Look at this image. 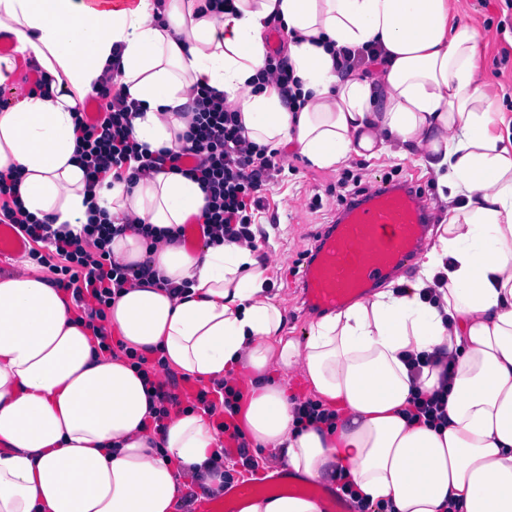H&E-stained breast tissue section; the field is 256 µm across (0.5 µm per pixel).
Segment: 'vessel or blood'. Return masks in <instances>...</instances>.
<instances>
[{"label":"vessel or blood","instance_id":"vessel-or-blood-1","mask_svg":"<svg viewBox=\"0 0 512 512\" xmlns=\"http://www.w3.org/2000/svg\"><path fill=\"white\" fill-rule=\"evenodd\" d=\"M423 196L405 181H377L343 203L303 263L300 295L310 311L331 312L356 300L381 281L410 267L430 232ZM26 240L13 225L0 224V263L23 257ZM288 470L233 483L224 492L198 498L194 512H239L241 501L294 484Z\"/></svg>","mask_w":512,"mask_h":512}]
</instances>
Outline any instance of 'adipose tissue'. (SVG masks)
Returning <instances> with one entry per match:
<instances>
[{"label": "adipose tissue", "instance_id": "obj_1", "mask_svg": "<svg viewBox=\"0 0 512 512\" xmlns=\"http://www.w3.org/2000/svg\"><path fill=\"white\" fill-rule=\"evenodd\" d=\"M0 0V85L17 58L47 75L0 110V170L21 172L24 208L80 233L87 195L113 224V261L149 264L185 297L141 280L104 325L138 352L161 349L171 371L202 381L248 376L245 441L293 475L334 481L346 471L370 503L395 512H512V118L484 89L481 31L457 22L448 0ZM287 34L293 94L259 85L272 21ZM369 56L372 75L336 61ZM137 102L134 140L176 148L195 88L239 112L246 138L330 170L352 156L410 158L430 171L447 220L412 279L387 285L283 338L267 288L272 258L246 243L199 250L155 245L128 222L174 229L205 195L174 173L107 178L88 190L76 159L73 110L105 77ZM298 106H291V98ZM430 357L412 377L407 357ZM452 365L448 424L411 423L416 392ZM297 373L333 425H296L285 386ZM149 399L123 353L100 350L64 292L28 265L0 277V512H173L192 485L219 492L224 436L207 413L148 429ZM241 512H322L283 492Z\"/></svg>", "mask_w": 512, "mask_h": 512}]
</instances>
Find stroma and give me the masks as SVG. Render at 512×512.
Instances as JSON below:
<instances>
[{"instance_id": "stroma-1", "label": "stroma", "mask_w": 512, "mask_h": 512, "mask_svg": "<svg viewBox=\"0 0 512 512\" xmlns=\"http://www.w3.org/2000/svg\"><path fill=\"white\" fill-rule=\"evenodd\" d=\"M450 3L458 19L480 23L482 65L488 90L501 96L503 111L512 115V40L497 30L500 21L511 24L512 16L508 15L503 0H450ZM284 166L265 194L256 224L262 231L273 224L280 227V235L273 243L280 263L269 272L271 294L284 310V336L300 339L315 318L300 304L297 281L289 269L301 252L310 247L314 234L331 223L340 204V180L345 171L357 174L364 187L385 176L412 180L432 202L438 199V188L434 176L409 159H369L361 166L350 160L341 168L318 170L306 166L300 157L288 154Z\"/></svg>"}]
</instances>
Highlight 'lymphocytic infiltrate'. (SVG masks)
<instances>
[{
    "label": "lymphocytic infiltrate",
    "mask_w": 512,
    "mask_h": 512,
    "mask_svg": "<svg viewBox=\"0 0 512 512\" xmlns=\"http://www.w3.org/2000/svg\"><path fill=\"white\" fill-rule=\"evenodd\" d=\"M96 94L102 101L96 123H88L83 111L75 113L78 151L88 187H95L111 173L127 177L132 183L151 172L181 174L197 181L206 194L205 207L193 217L194 223L202 227L204 245L254 241L252 226L263 204V193L282 167L277 151L269 152L247 142L239 113L227 108L223 97L199 90L190 104L192 118L184 145L147 153L139 150L130 137L133 104L112 94L106 82ZM19 183L18 170L0 171V197L11 200L10 205L0 208V220L15 225L23 237L34 242L29 252L31 260L46 264L47 254L37 249L41 243L48 247V253L60 257V265L53 268L54 284L69 292L76 307L89 318L105 319L106 308L130 279L146 277L157 287L170 288V281L157 276L149 265L133 269L113 264L109 245L115 229L100 216H89L82 235L59 236L51 225L27 213L19 198ZM129 357L142 375L155 377L151 384L153 431L164 432L172 413L182 407L203 410L215 416L217 429L236 442L245 471H257L259 463L250 455L236 422L241 390L219 380L200 386L196 392L183 393L175 377L168 375L164 356L149 357L133 351Z\"/></svg>",
    "instance_id": "f902f5d3"
}]
</instances>
